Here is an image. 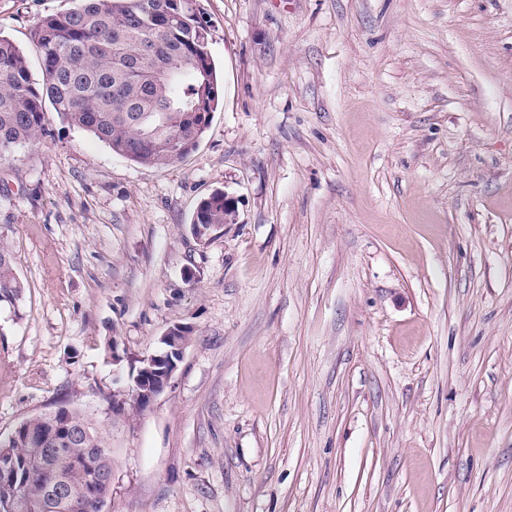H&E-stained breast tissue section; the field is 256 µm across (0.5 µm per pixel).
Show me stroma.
<instances>
[{
    "mask_svg": "<svg viewBox=\"0 0 512 512\" xmlns=\"http://www.w3.org/2000/svg\"><path fill=\"white\" fill-rule=\"evenodd\" d=\"M72 0H0V35ZM220 104L134 164L48 112L0 165V435L192 339L102 512H512V0H197ZM223 191L236 221L189 226ZM120 363H113V356ZM24 284L13 266L8 249L0 246V302L14 304L23 294Z\"/></svg>",
    "mask_w": 512,
    "mask_h": 512,
    "instance_id": "stroma-1",
    "label": "stroma"
}]
</instances>
